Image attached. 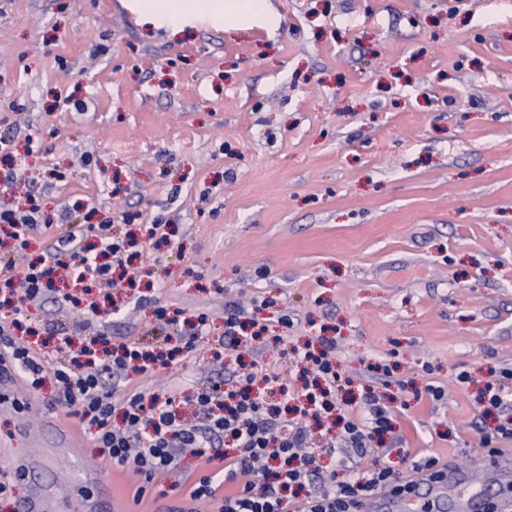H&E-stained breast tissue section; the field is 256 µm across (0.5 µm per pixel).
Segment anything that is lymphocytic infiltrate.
Wrapping results in <instances>:
<instances>
[{
	"instance_id": "f902f5d3",
	"label": "lymphocytic infiltrate",
	"mask_w": 512,
	"mask_h": 512,
	"mask_svg": "<svg viewBox=\"0 0 512 512\" xmlns=\"http://www.w3.org/2000/svg\"><path fill=\"white\" fill-rule=\"evenodd\" d=\"M39 206L29 210H0V335L7 337L9 352L0 356V371L21 370L31 389L54 380L56 400L77 417L83 431L101 455L117 466H132L144 482L172 474L181 456L192 455L206 465L205 474L192 485L189 507L179 512H198L199 504L214 512H357L360 500L384 490L397 475L379 464L359 470L353 481L325 485L318 493L305 492V480L317 469L316 459L306 454L307 423L335 417L337 429L331 445L365 455L368 441L391 430L392 412L375 400H367L365 413L342 408L337 397L340 373L330 352H299L309 362L315 381L303 382L300 404L288 425H281L280 411L252 396L256 381L281 386L278 374L256 368L230 383L213 382L198 390L194 404L205 415L203 423H189L175 394L160 391L151 396L134 392L115 399L111 379L133 374H155L180 363L194 342L167 351L149 350L138 341L113 349L105 332L89 329L82 340L59 332L54 360H46L30 345L14 341L15 332L33 334L20 319L29 304L56 293L62 276L89 281L92 287L112 286L113 265L136 239L112 237L109 225L96 227L98 253L85 246L83 225L45 246L37 262L17 267L15 254L27 251L32 232L43 223ZM121 423H114V413ZM231 440L233 452L221 449ZM238 481L234 493L221 494L225 482Z\"/></svg>"
}]
</instances>
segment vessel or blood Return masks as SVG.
Instances as JSON below:
<instances>
[{
	"label": "vessel or blood",
	"mask_w": 512,
	"mask_h": 512,
	"mask_svg": "<svg viewBox=\"0 0 512 512\" xmlns=\"http://www.w3.org/2000/svg\"><path fill=\"white\" fill-rule=\"evenodd\" d=\"M484 473L485 483L495 486L502 497L503 512H512V453L497 454ZM413 482L418 497L433 502L439 512H483L485 493L482 485L474 484L469 473L456 465H447L437 479L431 478L427 470L417 471ZM87 483L94 487L95 492L81 499V512H96L101 503L105 504L108 512H121L123 505L115 496L111 478L94 472L88 474ZM360 512H416V506L414 502L396 500L382 492L365 499Z\"/></svg>",
	"instance_id": "b4317fda"
}]
</instances>
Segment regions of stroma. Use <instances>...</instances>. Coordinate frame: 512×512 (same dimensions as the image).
Segmentation results:
<instances>
[{
    "label": "stroma",
    "instance_id": "1",
    "mask_svg": "<svg viewBox=\"0 0 512 512\" xmlns=\"http://www.w3.org/2000/svg\"><path fill=\"white\" fill-rule=\"evenodd\" d=\"M129 2L0 0V137L19 153L38 145L12 186L0 157V207L39 201L46 242L105 219L120 236L127 215L170 225L169 244L132 260L153 267L151 287L121 292V311L95 327L118 344L178 339L179 327H157L161 306L206 320L187 358L117 383V396L168 388L186 401L254 360L295 389L298 349L323 338L339 398L360 410L382 395L393 428L360 460L311 426L319 476L344 482L374 458L403 474L431 453L478 471L495 427L478 383L512 369V11L270 0L272 17L218 26L206 20L215 0H198L201 20L174 33L127 17ZM232 302L265 327L249 347L224 334ZM24 314L44 338L83 329L49 297ZM463 371L472 383H456ZM11 379L0 469L16 470L22 425L42 456L0 512L37 488L82 490L98 468L129 512L187 506L197 458L180 459L184 483L147 484L93 443L60 450L53 387L34 395L19 371Z\"/></svg>",
    "mask_w": 512,
    "mask_h": 512
}]
</instances>
